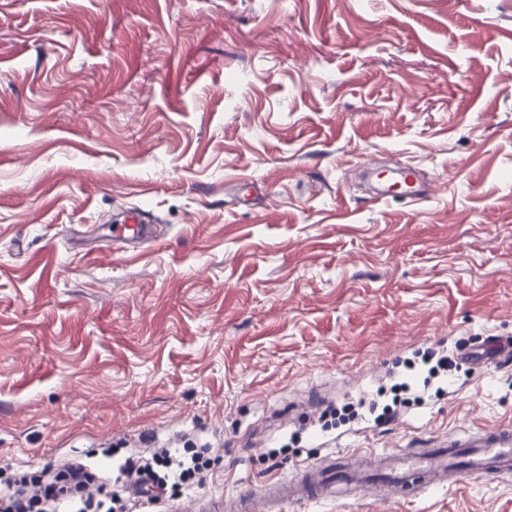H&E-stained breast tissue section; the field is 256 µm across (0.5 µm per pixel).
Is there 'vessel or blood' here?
<instances>
[{"label": "vessel or blood", "instance_id": "1", "mask_svg": "<svg viewBox=\"0 0 512 512\" xmlns=\"http://www.w3.org/2000/svg\"><path fill=\"white\" fill-rule=\"evenodd\" d=\"M400 199L421 202L428 191L415 167L402 168ZM116 239L142 242L149 227L139 210L127 213L114 228ZM512 473V426L499 427L463 439L449 435L419 448L381 450L331 456L300 471L267 481L261 489L244 488L225 496L218 505H204L195 512H285L299 503H327L343 494L364 492L377 485L386 498L401 499L434 487H448L464 476L496 478Z\"/></svg>", "mask_w": 512, "mask_h": 512}]
</instances>
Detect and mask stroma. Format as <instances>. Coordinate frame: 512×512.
Listing matches in <instances>:
<instances>
[{
	"instance_id": "1",
	"label": "stroma",
	"mask_w": 512,
	"mask_h": 512,
	"mask_svg": "<svg viewBox=\"0 0 512 512\" xmlns=\"http://www.w3.org/2000/svg\"><path fill=\"white\" fill-rule=\"evenodd\" d=\"M417 166L418 205L365 164ZM137 207L153 241L113 246ZM512 338V0H0V466L209 448L197 499L512 424L460 364L383 423L302 419ZM285 512H512V475Z\"/></svg>"
}]
</instances>
